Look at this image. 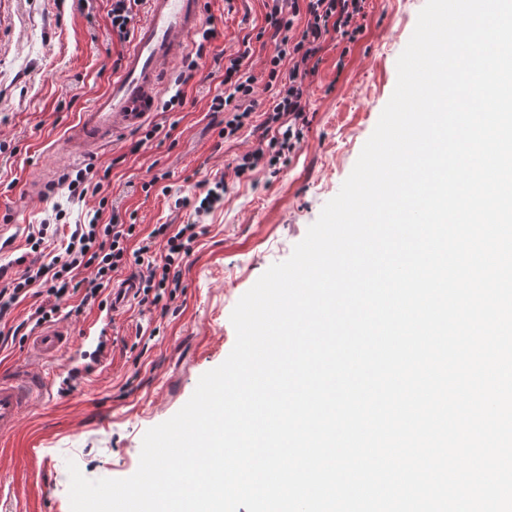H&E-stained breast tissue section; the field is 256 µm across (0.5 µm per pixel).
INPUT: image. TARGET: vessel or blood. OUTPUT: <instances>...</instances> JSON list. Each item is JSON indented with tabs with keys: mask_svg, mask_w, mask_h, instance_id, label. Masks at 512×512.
I'll list each match as a JSON object with an SVG mask.
<instances>
[{
	"mask_svg": "<svg viewBox=\"0 0 512 512\" xmlns=\"http://www.w3.org/2000/svg\"><path fill=\"white\" fill-rule=\"evenodd\" d=\"M148 4L123 65L113 73L106 92L67 133L65 144L74 157L96 155L115 135L139 128L157 111L168 68L177 64L189 37L206 22L203 0H148ZM136 291L133 277L114 284L113 309L126 307ZM72 336L71 329L59 324L41 327L28 353L37 359L64 356L73 347ZM49 385V378L42 375L0 377V438L15 432L24 413Z\"/></svg>",
	"mask_w": 512,
	"mask_h": 512,
	"instance_id": "1",
	"label": "vessel or blood"
}]
</instances>
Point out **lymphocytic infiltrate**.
I'll list each match as a JSON object with an SVG mask.
<instances>
[{"mask_svg":"<svg viewBox=\"0 0 512 512\" xmlns=\"http://www.w3.org/2000/svg\"><path fill=\"white\" fill-rule=\"evenodd\" d=\"M363 13V0H286L273 4L267 14L270 41L268 54V87L274 88L277 103L265 114L263 127L269 139L235 160L236 176L248 177L257 170L270 168L287 158L298 144L305 122L304 82L313 75L311 61L322 50L326 37L336 33L348 42H355L363 28L356 18ZM253 55L250 40H243L235 54L213 59L215 70L224 74V89L216 94L209 106L211 112L224 113V125L218 135L229 140L237 137L251 116L250 109L241 108V101L253 99L255 78L246 70ZM135 227L110 217L101 223L92 217L89 223L78 225L64 252L47 265L29 264L16 278L0 280V320L27 296H46L47 302L36 308V324L53 320L60 304L70 293H81L84 306L105 307V292L112 275L130 266H145L138 293L142 303L158 306L165 297L175 296L180 287L175 271L192 252L198 236L196 225H155L141 239L136 249H128ZM93 275L83 285L75 279L82 270Z\"/></svg>","mask_w":512,"mask_h":512,"instance_id":"1","label":"lymphocytic infiltrate"}]
</instances>
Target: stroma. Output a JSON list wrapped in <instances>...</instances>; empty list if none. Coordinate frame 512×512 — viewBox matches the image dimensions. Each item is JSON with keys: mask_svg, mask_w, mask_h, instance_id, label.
Listing matches in <instances>:
<instances>
[{"mask_svg": "<svg viewBox=\"0 0 512 512\" xmlns=\"http://www.w3.org/2000/svg\"><path fill=\"white\" fill-rule=\"evenodd\" d=\"M426 0H366L363 32L352 45L329 37L315 75L306 82L308 123L279 169L236 178L237 156L258 146L271 93L258 92L250 123L238 138L218 136L223 114L208 110L222 74L201 68L183 85L185 104L157 111L145 129L119 134L92 164L108 172L100 197L73 200L67 189L27 199L25 185L51 172L83 168L64 141L81 112L101 94L124 57L127 42L112 32V0H0V269L21 271L28 235L53 222L36 263L49 262L76 225L107 199L120 222L147 236L158 224L189 222L177 198L197 183L224 178V205L205 216L180 268L181 290L169 309L138 303L114 312L80 307L72 297L56 317L71 328L74 350L63 361H35L23 343H0V374L56 376L33 403L15 434L0 440V495L8 512H70L68 462L88 479H122L139 465L145 432L177 413L202 374L219 366L236 340L231 313L273 264L285 261L323 206L337 195L374 131L397 81V60ZM218 31L210 54L235 53L253 40L249 69L265 82L267 54L256 34L266 26L270 0H204ZM171 135L146 138V128ZM105 349L83 343L84 329Z\"/></svg>", "mask_w": 512, "mask_h": 512, "instance_id": "35a3bbf8", "label": "stroma"}]
</instances>
